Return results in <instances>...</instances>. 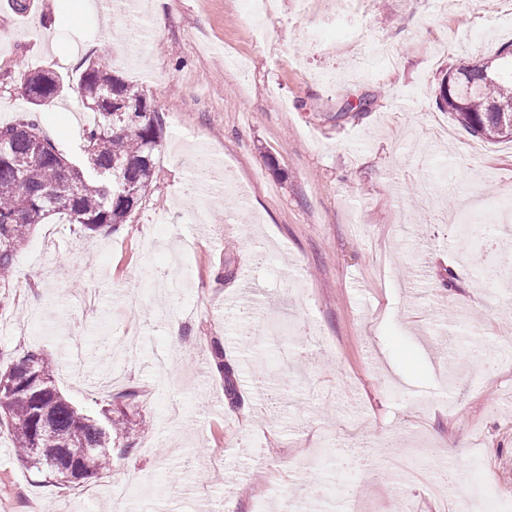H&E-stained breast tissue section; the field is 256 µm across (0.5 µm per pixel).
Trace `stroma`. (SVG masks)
Wrapping results in <instances>:
<instances>
[{
  "label": "stroma",
  "instance_id": "stroma-1",
  "mask_svg": "<svg viewBox=\"0 0 512 512\" xmlns=\"http://www.w3.org/2000/svg\"><path fill=\"white\" fill-rule=\"evenodd\" d=\"M143 2V62L100 0H40L31 14L0 4V126L21 116L25 77L55 71L64 88L34 114L83 160L94 115L77 88L91 64L138 87L162 124L126 224L36 225L0 288V355L41 351L57 388L99 422L137 391L134 449L62 489L1 430L0 512H112L130 473L127 512H458L461 499L430 490L446 462L461 488L512 496V359L481 360L512 346V282L479 276L512 269L499 209L512 202V141L474 153L436 104L445 72L512 43L500 25L512 0H452L444 14L366 0V39L393 62L361 76L356 50L326 53L290 10L266 42L242 0ZM363 96L367 111H346ZM200 153L245 200L195 216L184 189ZM465 224L493 225L499 249L463 238ZM406 453L413 477L380 463Z\"/></svg>",
  "mask_w": 512,
  "mask_h": 512
}]
</instances>
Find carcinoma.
I'll list each match as a JSON object with an SVG mask.
<instances>
[{"label":"carcinoma","mask_w":512,"mask_h":512,"mask_svg":"<svg viewBox=\"0 0 512 512\" xmlns=\"http://www.w3.org/2000/svg\"><path fill=\"white\" fill-rule=\"evenodd\" d=\"M63 79L43 71L40 84L23 83L21 98L38 107L57 96ZM82 106L94 114L85 134V159L72 162L58 153L40 127L22 117L0 127V288L8 286L15 256L32 228L55 215L85 230H116L146 192L162 125L143 94L112 70L90 65L79 87ZM439 105L470 136L493 141L512 138V56L496 53L443 78ZM126 108L124 112L115 106ZM0 426L11 435L23 461L55 483L78 480L73 468L91 472L114 464L112 429L130 422L129 412L105 409L103 428L75 408L57 389L55 365L26 352L0 367Z\"/></svg>","instance_id":"1"}]
</instances>
